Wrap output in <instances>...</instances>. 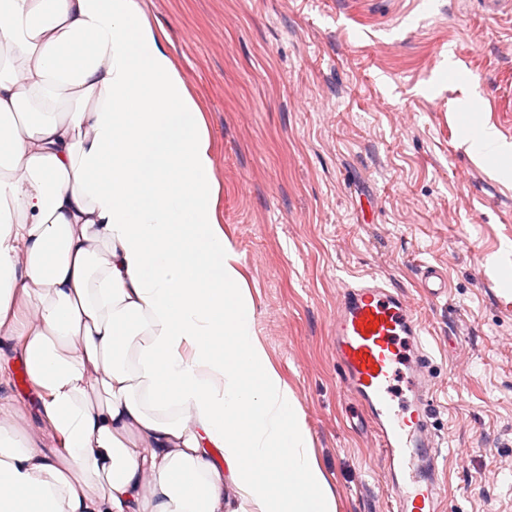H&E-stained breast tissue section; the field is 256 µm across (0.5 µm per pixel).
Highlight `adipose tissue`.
Instances as JSON below:
<instances>
[{
  "mask_svg": "<svg viewBox=\"0 0 512 512\" xmlns=\"http://www.w3.org/2000/svg\"><path fill=\"white\" fill-rule=\"evenodd\" d=\"M213 168L140 0H0V329L59 440L0 424V512H239L228 479L258 512H335Z\"/></svg>",
  "mask_w": 512,
  "mask_h": 512,
  "instance_id": "1",
  "label": "adipose tissue"
}]
</instances>
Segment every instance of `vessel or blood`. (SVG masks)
Instances as JSON below:
<instances>
[{
  "mask_svg": "<svg viewBox=\"0 0 512 512\" xmlns=\"http://www.w3.org/2000/svg\"><path fill=\"white\" fill-rule=\"evenodd\" d=\"M421 285L432 297L448 292L446 277L431 266ZM331 334L340 386L359 400L379 441L394 512H443L433 357L415 309L401 291L364 281L345 290Z\"/></svg>",
  "mask_w": 512,
  "mask_h": 512,
  "instance_id": "vessel-or-blood-1",
  "label": "vessel or blood"
}]
</instances>
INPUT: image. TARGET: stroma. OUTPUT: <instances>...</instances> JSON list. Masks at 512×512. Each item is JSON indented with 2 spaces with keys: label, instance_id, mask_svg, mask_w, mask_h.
I'll list each match as a JSON object with an SVG mask.
<instances>
[{
  "label": "stroma",
  "instance_id": "1",
  "mask_svg": "<svg viewBox=\"0 0 512 512\" xmlns=\"http://www.w3.org/2000/svg\"><path fill=\"white\" fill-rule=\"evenodd\" d=\"M208 131L217 218L267 363L300 406L336 512H390L369 421L340 388L330 321L377 277L420 316L455 512H512V10L480 0H142ZM446 296L420 286L426 267ZM20 343L0 335V404L58 441ZM421 285L424 292L431 297L447 295L448 293L446 277L432 266L425 268Z\"/></svg>",
  "mask_w": 512,
  "mask_h": 512
}]
</instances>
